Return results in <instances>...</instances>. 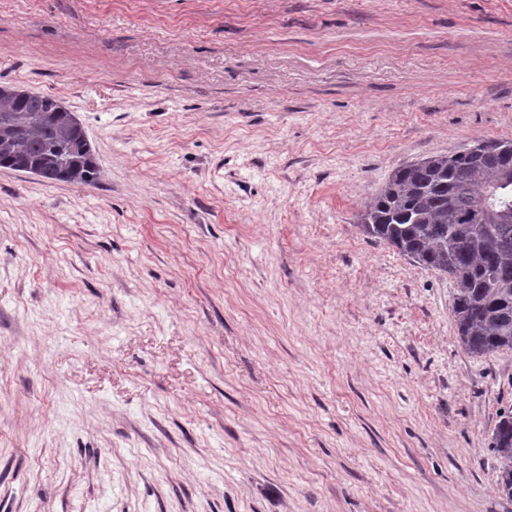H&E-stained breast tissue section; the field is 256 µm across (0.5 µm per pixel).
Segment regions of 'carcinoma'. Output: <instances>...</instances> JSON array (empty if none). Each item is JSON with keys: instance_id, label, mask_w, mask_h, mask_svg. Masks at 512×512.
Instances as JSON below:
<instances>
[{"instance_id": "carcinoma-1", "label": "carcinoma", "mask_w": 512, "mask_h": 512, "mask_svg": "<svg viewBox=\"0 0 512 512\" xmlns=\"http://www.w3.org/2000/svg\"><path fill=\"white\" fill-rule=\"evenodd\" d=\"M73 112L47 95L0 86V168L91 185L100 169ZM364 232L448 275L459 342L475 357L512 351V139L474 140L403 165L366 205ZM492 448L512 499V411Z\"/></svg>"}]
</instances>
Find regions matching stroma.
I'll use <instances>...</instances> for the list:
<instances>
[{"label":"stroma","instance_id":"1","mask_svg":"<svg viewBox=\"0 0 512 512\" xmlns=\"http://www.w3.org/2000/svg\"><path fill=\"white\" fill-rule=\"evenodd\" d=\"M96 184L0 168V512H512V353L364 234L512 139V0H0V85ZM492 447L501 459L502 467L498 479L499 490L512 499V411H504L495 425Z\"/></svg>","mask_w":512,"mask_h":512}]
</instances>
